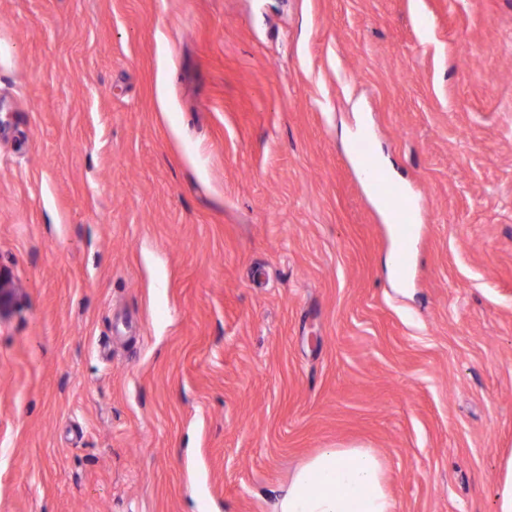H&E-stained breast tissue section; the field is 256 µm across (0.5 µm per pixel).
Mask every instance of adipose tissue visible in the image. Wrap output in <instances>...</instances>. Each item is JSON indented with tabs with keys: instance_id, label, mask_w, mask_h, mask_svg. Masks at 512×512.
I'll return each instance as SVG.
<instances>
[{
	"instance_id": "1",
	"label": "adipose tissue",
	"mask_w": 512,
	"mask_h": 512,
	"mask_svg": "<svg viewBox=\"0 0 512 512\" xmlns=\"http://www.w3.org/2000/svg\"><path fill=\"white\" fill-rule=\"evenodd\" d=\"M273 512H395V504L373 452L324 448L294 472Z\"/></svg>"
}]
</instances>
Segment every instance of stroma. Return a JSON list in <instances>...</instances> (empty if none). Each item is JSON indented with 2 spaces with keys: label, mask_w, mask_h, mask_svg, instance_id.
<instances>
[{
  "label": "stroma",
  "mask_w": 512,
  "mask_h": 512,
  "mask_svg": "<svg viewBox=\"0 0 512 512\" xmlns=\"http://www.w3.org/2000/svg\"><path fill=\"white\" fill-rule=\"evenodd\" d=\"M0 273V512H272L323 448L495 512L512 0H0Z\"/></svg>",
  "instance_id": "stroma-1"
}]
</instances>
